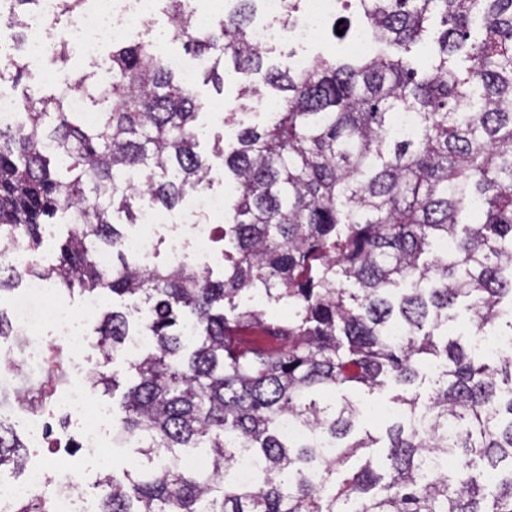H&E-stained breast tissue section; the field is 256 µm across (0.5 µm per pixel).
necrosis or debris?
Listing matches in <instances>:
<instances>
[{
    "label": "necrosis or debris",
    "mask_w": 512,
    "mask_h": 512,
    "mask_svg": "<svg viewBox=\"0 0 512 512\" xmlns=\"http://www.w3.org/2000/svg\"><path fill=\"white\" fill-rule=\"evenodd\" d=\"M265 20L252 30L256 45H269L284 39L303 45L312 41L318 25L331 19L338 10L339 0H305L306 18L291 29L280 24L282 0H262ZM61 0H36L34 10L26 18L27 41L24 56L29 64L40 66L57 57L59 46H66L71 58L84 60L100 55L103 42L122 43L141 32L155 18L160 0H86L85 6L67 17L62 26L53 18L60 13ZM165 215L152 206L141 211L137 231L124 237L122 250L130 266L147 270L158 242H166L173 265L188 262L208 266L222 262L224 250L216 246L214 227L197 224L191 237L178 234L162 235ZM100 306L96 295L86 296L80 309H73L65 297L51 289L49 280L28 279L23 291L10 303V314L17 338L28 343L29 366L40 374L50 373L52 364L42 354V337L50 335L54 346L66 347L68 366L76 373L54 402V410L63 412L82 434V445L88 454L85 464L74 470H61L38 460L23 468L18 480L0 478V512H17L23 500L44 499L51 503L52 512H93L86 496L92 473L103 468L99 449L130 447L126 437L112 434L109 411L93 405L90 398V370L81 368L92 345L85 331Z\"/></svg>",
    "instance_id": "1"
}]
</instances>
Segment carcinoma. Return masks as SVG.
<instances>
[{
	"mask_svg": "<svg viewBox=\"0 0 512 512\" xmlns=\"http://www.w3.org/2000/svg\"><path fill=\"white\" fill-rule=\"evenodd\" d=\"M167 36L211 66L228 60L238 98L281 93L272 123L244 128L224 155L235 196L224 218V278L187 266L110 271L95 247L120 253L116 210L131 221V171L166 209L205 187L197 151L203 104L145 42L112 47V82L73 75L83 115L53 92L22 93V119L0 130V247L21 236L41 246L57 214L78 210L57 263L0 269V293L46 274L69 294L143 295L153 345L131 363L116 430L136 464L112 472L100 512H512V355L480 357L448 335L461 307L468 337L500 327L512 336V0H344L372 28L371 57H320L305 72L264 68L250 39V6L200 31L188 0H165ZM438 49L425 70L411 55L430 31ZM20 82L21 56L0 59ZM413 128L393 131V116ZM448 238L446 258L431 252ZM261 291L292 300L285 322L235 299ZM398 324L403 336H390ZM122 311L100 316L105 369L90 386L118 387L108 372L130 333ZM435 365L428 403L415 385ZM397 388L402 417L386 443L352 438L366 402ZM430 418L425 434L411 420ZM308 435L289 439L280 419ZM330 444L323 453L320 442ZM26 445L0 431V471L23 467ZM255 457L253 485L229 480L239 454ZM205 453L212 470L179 459Z\"/></svg>",
	"mask_w": 512,
	"mask_h": 512,
	"instance_id": "cac0c4a2",
	"label": "carcinoma"
}]
</instances>
